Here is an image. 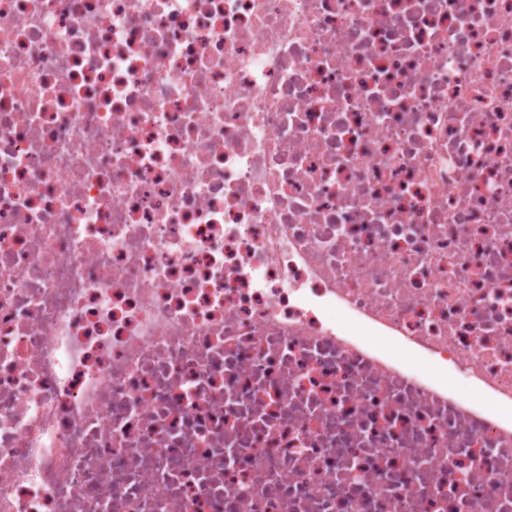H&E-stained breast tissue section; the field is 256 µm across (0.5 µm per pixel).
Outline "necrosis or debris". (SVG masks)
<instances>
[{
	"mask_svg": "<svg viewBox=\"0 0 512 512\" xmlns=\"http://www.w3.org/2000/svg\"><path fill=\"white\" fill-rule=\"evenodd\" d=\"M0 512H512V0H0Z\"/></svg>",
	"mask_w": 512,
	"mask_h": 512,
	"instance_id": "obj_1",
	"label": "necrosis or debris"
}]
</instances>
